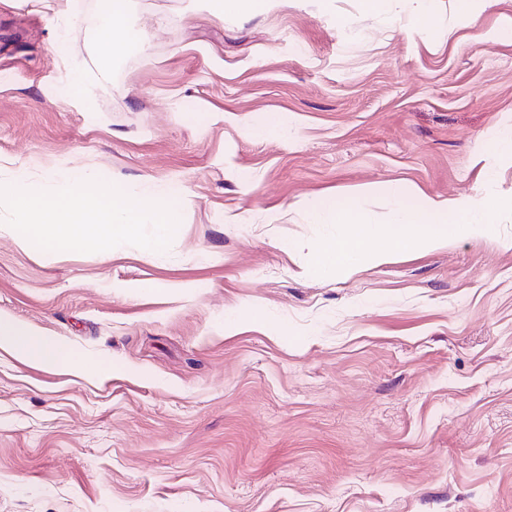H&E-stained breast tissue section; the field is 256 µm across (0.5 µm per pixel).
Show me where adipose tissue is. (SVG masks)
<instances>
[{"mask_svg":"<svg viewBox=\"0 0 512 512\" xmlns=\"http://www.w3.org/2000/svg\"><path fill=\"white\" fill-rule=\"evenodd\" d=\"M126 12L127 0H101L92 20L96 30L95 50L105 63L131 53L142 43L140 32L126 26ZM509 217H512V201L426 197L418 208L399 207L392 224L375 229L365 224L357 207L340 203L335 208V220L342 224V234L335 241L312 247L311 256L316 271L331 274L383 262L395 252L431 249L478 230L489 232ZM1 346L36 364L74 366L80 362L62 341L3 317H0Z\"/></svg>","mask_w":512,"mask_h":512,"instance_id":"adipose-tissue-1","label":"adipose tissue"}]
</instances>
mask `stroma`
<instances>
[{"label": "stroma", "mask_w": 512, "mask_h": 512, "mask_svg": "<svg viewBox=\"0 0 512 512\" xmlns=\"http://www.w3.org/2000/svg\"><path fill=\"white\" fill-rule=\"evenodd\" d=\"M189 3L130 0L105 82L99 0H0V162L183 195L157 254L0 235V315L87 360L0 350V512H512V222L330 277L306 249L338 202L512 199V0ZM272 0H193V9H205L220 13L253 15L265 11Z\"/></svg>", "instance_id": "35a3bbf8"}]
</instances>
